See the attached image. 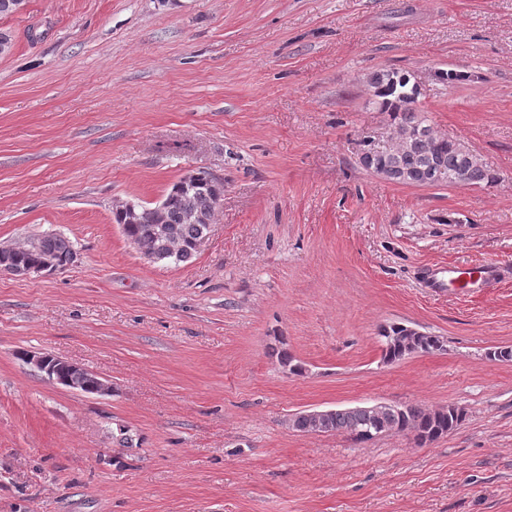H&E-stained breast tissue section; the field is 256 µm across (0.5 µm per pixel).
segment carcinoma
Listing matches in <instances>:
<instances>
[{"label":"carcinoma","mask_w":512,"mask_h":512,"mask_svg":"<svg viewBox=\"0 0 512 512\" xmlns=\"http://www.w3.org/2000/svg\"><path fill=\"white\" fill-rule=\"evenodd\" d=\"M412 75L394 70H377L366 78L374 97L373 104L388 113L390 123L401 127L423 128L425 133L408 140L395 152H380L370 143H364L359 156L360 165L374 173L380 169L392 171L391 180L396 184L420 187L431 186V172L440 171L444 186H487L497 181L496 174L476 155L459 150L452 138H441L433 130L424 109L418 107V85ZM167 210L163 224L145 209L135 224L123 225L122 231L132 245H138L157 257L179 263L191 261L195 254L185 252L179 257L170 256V245L176 239L188 246L206 232L204 224H189L185 214L195 210L208 217L217 203L205 187L186 191L174 184L166 194ZM37 250L17 257L21 264L38 261L49 254L65 260L73 251L70 240L61 234H45L34 238ZM409 326L392 323L380 327L383 359L393 363L405 356L404 348L394 343V337L408 335ZM58 374L74 383L92 384L88 372L71 365L58 367ZM465 419L463 410L450 406L434 412L420 405H405L400 413L392 412L384 418L389 428L408 432L414 439L432 442L459 428ZM381 422H372L359 410L348 408L335 411L324 423L322 432L354 433L357 429L374 428Z\"/></svg>","instance_id":"obj_1"}]
</instances>
